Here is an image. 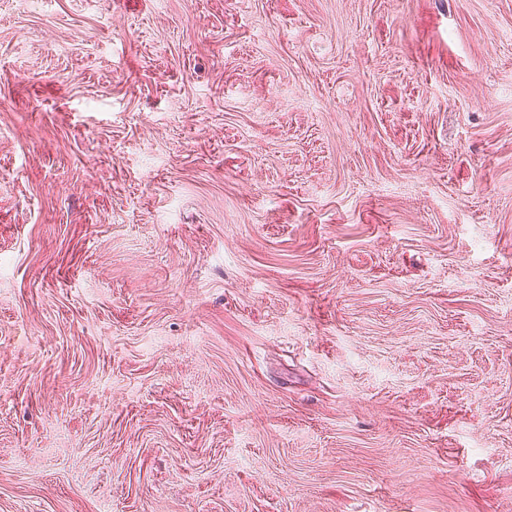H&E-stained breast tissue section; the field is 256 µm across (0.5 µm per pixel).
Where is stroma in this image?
Instances as JSON below:
<instances>
[{
    "instance_id": "stroma-1",
    "label": "stroma",
    "mask_w": 512,
    "mask_h": 512,
    "mask_svg": "<svg viewBox=\"0 0 512 512\" xmlns=\"http://www.w3.org/2000/svg\"><path fill=\"white\" fill-rule=\"evenodd\" d=\"M0 512H512V0H0Z\"/></svg>"
}]
</instances>
